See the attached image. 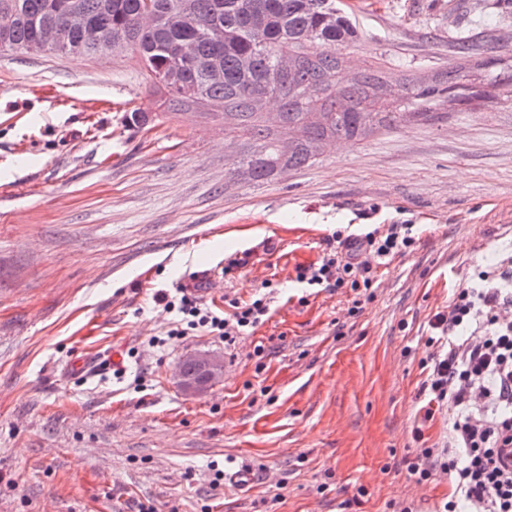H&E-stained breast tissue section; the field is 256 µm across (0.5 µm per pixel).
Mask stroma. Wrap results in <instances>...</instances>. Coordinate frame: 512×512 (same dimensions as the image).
I'll list each match as a JSON object with an SVG mask.
<instances>
[{
  "mask_svg": "<svg viewBox=\"0 0 512 512\" xmlns=\"http://www.w3.org/2000/svg\"><path fill=\"white\" fill-rule=\"evenodd\" d=\"M344 2L348 78H429L463 40L475 60L512 50V0ZM250 146L211 105L171 106L132 51L0 52V512H435L452 495L405 462L448 439L451 409L424 411L434 314L512 255V87L260 181L233 173ZM382 224L417 247L372 299L296 283L336 231ZM265 281L269 317L234 346L150 345L170 320L156 293L224 311ZM200 352L224 372L190 394L177 371ZM115 354L124 378L70 371ZM228 459L248 487H213Z\"/></svg>",
  "mask_w": 512,
  "mask_h": 512,
  "instance_id": "1",
  "label": "stroma"
}]
</instances>
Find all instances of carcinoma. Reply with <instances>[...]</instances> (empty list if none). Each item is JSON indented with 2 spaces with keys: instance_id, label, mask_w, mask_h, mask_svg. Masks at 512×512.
Masks as SVG:
<instances>
[{
  "instance_id": "carcinoma-1",
  "label": "carcinoma",
  "mask_w": 512,
  "mask_h": 512,
  "mask_svg": "<svg viewBox=\"0 0 512 512\" xmlns=\"http://www.w3.org/2000/svg\"><path fill=\"white\" fill-rule=\"evenodd\" d=\"M186 1L196 18L192 28L179 19L178 6ZM72 4L87 22L112 29L118 40L112 53L134 51L148 76L176 101L222 107L227 131L256 145L233 172L241 170L254 180L269 177L278 167L313 164L330 141L363 140L409 119L431 120L433 107L460 101L477 85L494 89L512 84V53L507 52L473 65L450 66L428 82L403 78L386 103L374 94L388 84L379 68L368 69L343 88L336 50L356 31L336 0H0V11L16 15L9 29H0V48H32L46 27L79 42L81 33L71 24ZM329 9L336 13L333 27L322 24ZM181 43L193 47L188 65L178 64L170 52ZM285 53L292 67L270 88L266 74ZM213 69L220 70L221 79H209ZM273 97L288 105L282 123L292 149L286 155L279 152L278 134L261 121V111ZM308 112L319 113V120L306 122Z\"/></svg>"
}]
</instances>
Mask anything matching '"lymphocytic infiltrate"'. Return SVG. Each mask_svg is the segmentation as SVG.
I'll return each mask as SVG.
<instances>
[{"label": "lymphocytic infiltrate", "mask_w": 512, "mask_h": 512, "mask_svg": "<svg viewBox=\"0 0 512 512\" xmlns=\"http://www.w3.org/2000/svg\"><path fill=\"white\" fill-rule=\"evenodd\" d=\"M411 225L390 224L350 234L342 250L325 253L320 263L298 268L296 281L324 289L372 288L378 265L413 250ZM482 283L457 290L447 310L431 327L442 346L425 389L430 404L454 409L444 448H425L407 465L416 482L440 472L453 477L456 497L443 512H512V465L501 461L512 447V257L483 272ZM172 319L165 332L175 341L196 331L234 344L263 323L270 300H231L230 312H215L196 295L181 292L158 297Z\"/></svg>", "instance_id": "f902f5d3"}]
</instances>
